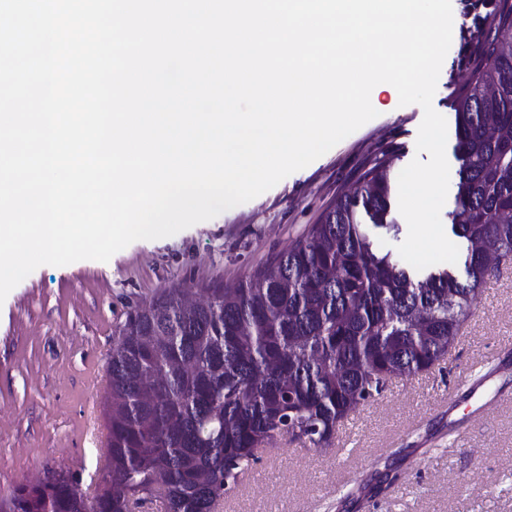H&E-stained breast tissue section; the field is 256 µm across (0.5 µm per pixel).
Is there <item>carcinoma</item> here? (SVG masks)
Here are the masks:
<instances>
[{"instance_id": "1", "label": "carcinoma", "mask_w": 512, "mask_h": 512, "mask_svg": "<svg viewBox=\"0 0 512 512\" xmlns=\"http://www.w3.org/2000/svg\"><path fill=\"white\" fill-rule=\"evenodd\" d=\"M457 262L417 270L382 251L397 236L391 165L288 250L203 303L165 288L115 336L104 415L111 487L81 498L66 478L19 484L0 512H217L243 468L279 437L331 443L389 381L445 359L472 299L512 257V37L496 38L454 115Z\"/></svg>"}]
</instances>
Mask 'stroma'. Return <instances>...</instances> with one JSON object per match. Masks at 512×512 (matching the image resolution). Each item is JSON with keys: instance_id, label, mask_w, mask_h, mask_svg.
<instances>
[{"instance_id": "obj_1", "label": "stroma", "mask_w": 512, "mask_h": 512, "mask_svg": "<svg viewBox=\"0 0 512 512\" xmlns=\"http://www.w3.org/2000/svg\"><path fill=\"white\" fill-rule=\"evenodd\" d=\"M453 38L433 106L453 120L491 31L470 36L452 0ZM376 118L307 167L215 218L139 240L106 262L43 265L0 303V484L66 467L82 491L104 476L102 412L113 336L129 312L165 288L238 284L288 250L380 159L393 173L416 155L419 105L374 88ZM449 355L360 405L330 447L277 440L254 482L229 490L218 512H512V263L474 298Z\"/></svg>"}]
</instances>
